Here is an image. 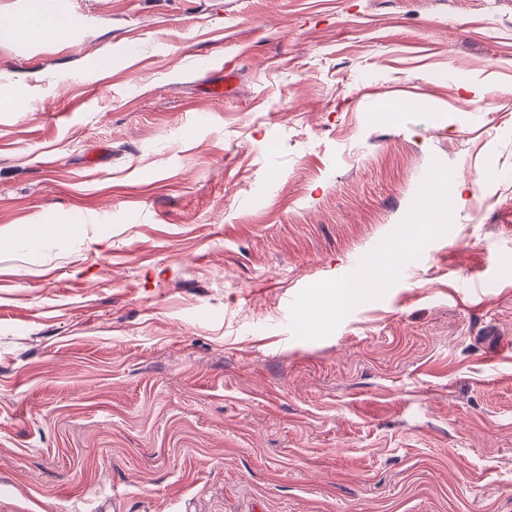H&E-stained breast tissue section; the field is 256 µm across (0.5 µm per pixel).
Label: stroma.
I'll list each match as a JSON object with an SVG mask.
<instances>
[{
	"instance_id": "obj_1",
	"label": "stroma",
	"mask_w": 512,
	"mask_h": 512,
	"mask_svg": "<svg viewBox=\"0 0 512 512\" xmlns=\"http://www.w3.org/2000/svg\"><path fill=\"white\" fill-rule=\"evenodd\" d=\"M71 7L0 42V512H512V0ZM33 23L39 31L41 40H47L51 38H57L58 33L66 29L62 36V40L72 45L75 44L78 39V31L80 26L83 24V19L78 18L77 23L69 27L71 24V18L60 15H43L33 20L23 17L10 22L8 24H0V41L10 40L13 34L11 29L12 25L18 27L13 36L12 42L18 49H24L26 46L34 44V36L28 31L27 24ZM69 27V28H68ZM440 205L441 202L434 199H428L423 204L418 202V206L427 212V219L424 224H418L417 233L424 235L434 231L438 224H444L446 213ZM350 283L334 284L326 288L329 301H332L336 306V311L342 312L359 298L365 294L368 285L372 284V280L368 277L361 283H356V286H348ZM355 300V301H354ZM354 301L352 304H350ZM350 304V305H349Z\"/></svg>"
}]
</instances>
